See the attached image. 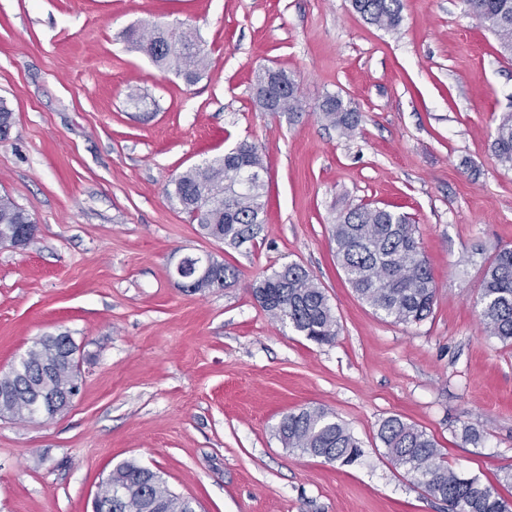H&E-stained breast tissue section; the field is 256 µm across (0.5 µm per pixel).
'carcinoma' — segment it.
<instances>
[{
  "label": "carcinoma",
  "instance_id": "1",
  "mask_svg": "<svg viewBox=\"0 0 512 512\" xmlns=\"http://www.w3.org/2000/svg\"><path fill=\"white\" fill-rule=\"evenodd\" d=\"M468 11L497 39L502 52L512 54V0H463ZM353 9L368 23L395 30L401 23L402 0H351ZM128 39L155 65L173 68L194 82L208 66L207 56L196 40L160 26L138 28ZM270 93L274 111L299 114V87L284 70ZM320 115L346 137L354 135L361 115L335 94H327L318 106ZM496 159L512 167V114L503 117L493 142ZM264 171L259 147L242 141L224 155L192 167L169 183L168 197L197 221L206 235L238 245L263 223ZM33 223L23 208L0 197V245H9L23 227ZM336 257L357 296L375 312L396 323H418L427 318L435 300L436 286L427 256L420 246L417 225L409 217L379 207L357 205L332 225ZM236 270L222 265L216 278H206L193 290L224 286ZM262 308L279 321L316 342H330L339 333L336 316L322 288L302 266L291 263L263 279L254 288ZM479 318L485 332L503 342H512V246L503 247L485 269L479 295ZM61 345L53 336L39 340L26 354L25 362L10 375L12 394L0 401V412L23 418L26 396L37 390L45 398L65 393L64 372L42 378L39 367L55 364ZM276 435L284 447L349 465L362 455L351 432L322 408L304 407L283 415ZM378 436L386 455L407 469L432 497L444 502L448 512H512L507 500L491 484L477 476H461L448 468L436 441L425 431L398 418L389 417ZM123 486L126 501L112 505V512H144L148 498L162 501L161 512H187L186 499L171 493L161 474L134 462H126L101 484L102 498L110 487Z\"/></svg>",
  "mask_w": 512,
  "mask_h": 512
}]
</instances>
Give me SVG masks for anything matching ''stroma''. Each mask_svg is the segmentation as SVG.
I'll return each instance as SVG.
<instances>
[{
  "label": "stroma",
  "mask_w": 512,
  "mask_h": 512,
  "mask_svg": "<svg viewBox=\"0 0 512 512\" xmlns=\"http://www.w3.org/2000/svg\"><path fill=\"white\" fill-rule=\"evenodd\" d=\"M402 3L387 31L351 0H0V99L15 118L0 196L38 227L34 245L0 246V376L60 333L80 367L62 412L0 417V512H91L126 461L197 512H446L386 455L391 416L433 437L449 468L512 489V345L484 332L477 305L512 246V168L492 150L512 56L462 0ZM154 24L197 35L209 65L194 84L126 40ZM265 67L296 79L299 115L260 108ZM328 93L361 112L353 137L320 117ZM243 140L262 150L264 222L231 246L164 188ZM359 204L417 224L437 286L425 320L394 322L348 284L331 229ZM203 253L236 278L204 292L171 279ZM288 263L324 289L334 341L256 301ZM307 406L358 439L355 463L283 447L278 422Z\"/></svg>",
  "instance_id": "35a3bbf8"
}]
</instances>
